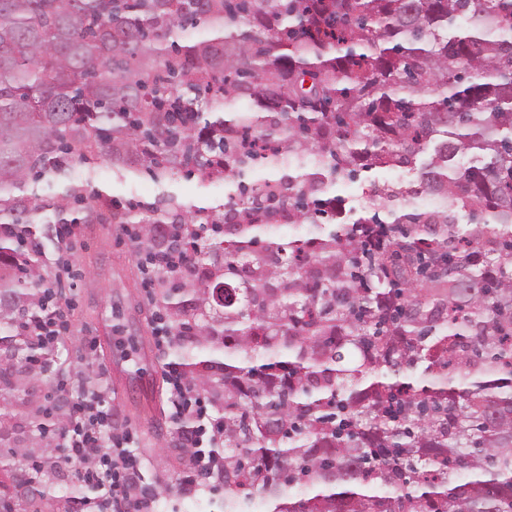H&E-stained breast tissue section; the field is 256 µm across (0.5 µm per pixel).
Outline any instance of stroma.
I'll return each mask as SVG.
<instances>
[{
  "mask_svg": "<svg viewBox=\"0 0 512 512\" xmlns=\"http://www.w3.org/2000/svg\"><path fill=\"white\" fill-rule=\"evenodd\" d=\"M194 200L224 193L223 183H201L198 177L178 175L168 186L141 175L134 197L155 201L162 191ZM81 245L73 265L84 272L68 291L70 331L43 357L44 370L18 390L0 393V403L12 414L0 431V449L17 461L47 458L55 439L33 440L31 423L47 403L58 378H65L72 392L96 385L92 366H108L112 374L103 390L112 412L115 431L136 433V453L149 462L148 476L160 488L164 512H224L223 495H181L175 480L188 465L169 421L164 365L169 357L154 337L155 303L146 297L144 275L125 225L84 224ZM93 336L97 344L90 356L79 353V340Z\"/></svg>",
  "mask_w": 512,
  "mask_h": 512,
  "instance_id": "stroma-1",
  "label": "stroma"
}]
</instances>
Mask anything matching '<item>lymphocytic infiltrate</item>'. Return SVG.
Masks as SVG:
<instances>
[{
  "instance_id": "1",
  "label": "lymphocytic infiltrate",
  "mask_w": 512,
  "mask_h": 512,
  "mask_svg": "<svg viewBox=\"0 0 512 512\" xmlns=\"http://www.w3.org/2000/svg\"><path fill=\"white\" fill-rule=\"evenodd\" d=\"M170 420L179 427L178 438L190 453L189 467L177 479L183 493L209 491L220 480L224 461L215 451L217 427L210 412L213 402L187 381L178 364L168 363ZM53 401L66 406V421L56 434L60 439L56 463L77 472L80 485L99 489L89 512H159L160 491L147 480L148 463L133 453V432L112 431V416L98 391L78 395L58 383Z\"/></svg>"
}]
</instances>
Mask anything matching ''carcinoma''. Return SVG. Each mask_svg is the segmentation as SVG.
Returning a JSON list of instances; mask_svg holds the SVG:
<instances>
[{"instance_id": "obj_1", "label": "carcinoma", "mask_w": 512, "mask_h": 512, "mask_svg": "<svg viewBox=\"0 0 512 512\" xmlns=\"http://www.w3.org/2000/svg\"><path fill=\"white\" fill-rule=\"evenodd\" d=\"M100 153L226 201L123 202ZM385 168L384 214L333 195ZM91 214L141 259L199 241L161 305L224 393L232 512H512V0H0V391L45 350L50 226Z\"/></svg>"}]
</instances>
